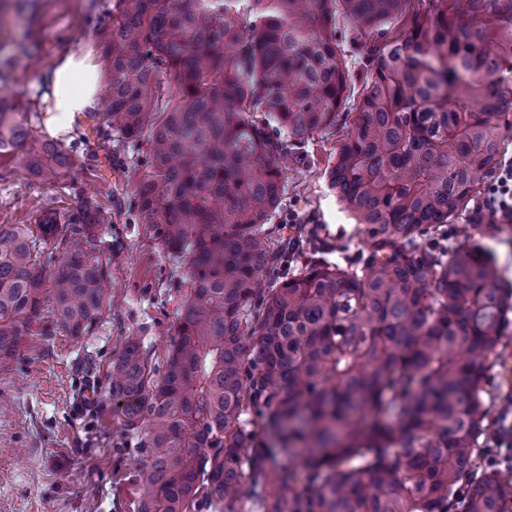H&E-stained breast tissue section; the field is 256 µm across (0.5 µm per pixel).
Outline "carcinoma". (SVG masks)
Returning <instances> with one entry per match:
<instances>
[{"mask_svg":"<svg viewBox=\"0 0 512 512\" xmlns=\"http://www.w3.org/2000/svg\"><path fill=\"white\" fill-rule=\"evenodd\" d=\"M433 3L118 0L100 18L89 118L103 144L147 146L132 208L191 284L161 378L135 339L107 373L117 433L147 457L138 512H504L482 383L512 325L489 245L505 228L455 246L448 225L512 140V0ZM340 121L325 183L364 235L342 264L272 223L283 162ZM32 140L0 101V151L36 176L97 160ZM110 223L91 195L0 224V368L102 322Z\"/></svg>","mask_w":512,"mask_h":512,"instance_id":"carcinoma-1","label":"carcinoma"}]
</instances>
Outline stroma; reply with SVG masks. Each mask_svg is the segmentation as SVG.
Instances as JSON below:
<instances>
[{"label": "stroma", "instance_id": "stroma-1", "mask_svg": "<svg viewBox=\"0 0 512 512\" xmlns=\"http://www.w3.org/2000/svg\"><path fill=\"white\" fill-rule=\"evenodd\" d=\"M116 0H0V97L15 104L17 120L38 126L43 104L33 85L39 66L97 41L101 2ZM304 164L289 171L285 223L319 225L339 248L357 250L355 223L325 186L329 154L311 144ZM130 156L113 160L108 181L95 168L77 166L42 181L14 154L0 153V224H31L50 203L73 209L81 196L112 194V307L94 334L29 343L0 371V512H138L147 472L145 458L122 449L116 416L104 399L105 373L125 338L139 340L164 369L189 280L127 206L134 184ZM493 388V420L512 426L501 384L512 369V341L486 362Z\"/></svg>", "mask_w": 512, "mask_h": 512}]
</instances>
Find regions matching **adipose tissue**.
<instances>
[{
  "label": "adipose tissue",
  "mask_w": 512,
  "mask_h": 512,
  "mask_svg": "<svg viewBox=\"0 0 512 512\" xmlns=\"http://www.w3.org/2000/svg\"><path fill=\"white\" fill-rule=\"evenodd\" d=\"M105 66L90 45L54 57L41 69L34 88L44 108L41 124L48 134L66 137L77 133L87 113L101 108L100 87Z\"/></svg>",
  "instance_id": "ef3b65f1"
}]
</instances>
